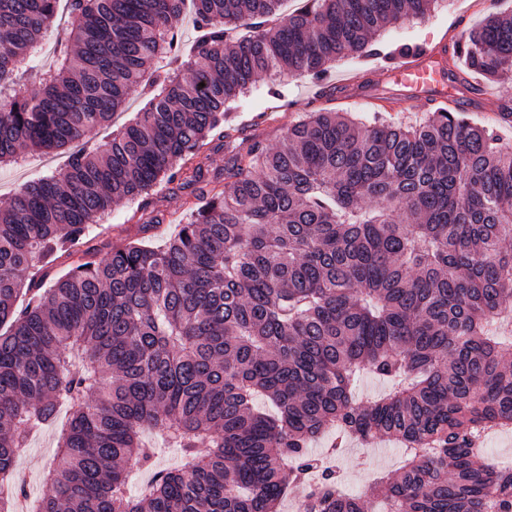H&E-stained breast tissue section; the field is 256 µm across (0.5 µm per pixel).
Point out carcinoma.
I'll return each mask as SVG.
<instances>
[{
	"instance_id": "carcinoma-1",
	"label": "carcinoma",
	"mask_w": 512,
	"mask_h": 512,
	"mask_svg": "<svg viewBox=\"0 0 512 512\" xmlns=\"http://www.w3.org/2000/svg\"><path fill=\"white\" fill-rule=\"evenodd\" d=\"M191 2L197 37L177 34ZM0 0V165L70 149L0 205V512H512V148L462 113L415 125L317 110L271 148L226 117L263 75L322 77L437 0ZM490 0L460 50L512 79ZM143 112L103 144L93 134ZM233 147L224 171L202 155ZM177 184L191 219L155 246L91 235L117 200ZM65 274L44 287L48 267ZM386 384L361 399L358 381ZM56 427L33 497L17 471ZM400 442L377 507L310 452ZM179 463L133 488L156 447Z\"/></svg>"
}]
</instances>
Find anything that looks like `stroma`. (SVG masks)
<instances>
[{"label":"stroma","mask_w":512,"mask_h":512,"mask_svg":"<svg viewBox=\"0 0 512 512\" xmlns=\"http://www.w3.org/2000/svg\"><path fill=\"white\" fill-rule=\"evenodd\" d=\"M487 7L488 0H438L424 18L383 30L378 37L380 55L343 57L329 67L324 80L307 76L285 82L273 76L260 78L245 98L231 104L229 119L232 124L249 127L265 144L276 145L289 125L317 110L313 97L322 84L352 80L356 83L355 89L328 101V110L359 116L379 112L387 119L407 125L421 122L429 116V109L420 103L413 110H404L401 91L386 79V54L396 53L406 44L432 47L444 40H466L470 30L487 16ZM463 83L479 85L484 91L483 98L475 100L466 110L469 121L493 128L502 145L512 147V119L500 115L502 107L512 106V82L491 83L481 76L468 74ZM64 162L61 155L50 160L34 156L24 166L0 168V202H7L25 182L46 174L49 168H61ZM184 199V191L165 185L152 193L145 207L163 217L152 233V243H161L164 237L176 232L179 225L187 223L189 215L184 209ZM54 443V430H44L34 439L30 454L17 463L32 494L47 491L42 473L52 458ZM399 454L397 445L391 443L378 441L367 447L350 444L332 456L330 463L343 474L352 494L366 498L371 494L374 473L395 469Z\"/></svg>","instance_id":"1"}]
</instances>
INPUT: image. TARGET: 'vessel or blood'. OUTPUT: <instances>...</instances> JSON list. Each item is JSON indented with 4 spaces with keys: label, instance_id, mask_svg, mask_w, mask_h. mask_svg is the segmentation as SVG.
I'll return each mask as SVG.
<instances>
[{
    "label": "vessel or blood",
    "instance_id": "b4317fda",
    "mask_svg": "<svg viewBox=\"0 0 512 512\" xmlns=\"http://www.w3.org/2000/svg\"><path fill=\"white\" fill-rule=\"evenodd\" d=\"M449 51V45L444 43L420 56L399 60L390 77L405 88L406 107H413L420 101L438 110L447 107L446 59Z\"/></svg>",
    "mask_w": 512,
    "mask_h": 512
}]
</instances>
